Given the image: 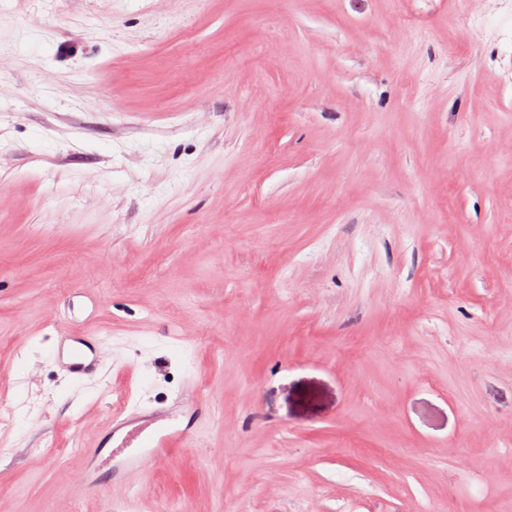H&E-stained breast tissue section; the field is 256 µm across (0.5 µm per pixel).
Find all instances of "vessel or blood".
<instances>
[{
  "mask_svg": "<svg viewBox=\"0 0 512 512\" xmlns=\"http://www.w3.org/2000/svg\"><path fill=\"white\" fill-rule=\"evenodd\" d=\"M56 356L62 366L74 376L83 377L97 373L104 365L93 336L68 337L60 343ZM158 409L133 406L129 415H115L109 433L102 437L99 449L87 456L84 471L86 483H93L97 471L111 467L115 456H122L123 466L134 469L140 465L139 449L163 456L173 448L186 447L191 437L189 426L171 427L160 423Z\"/></svg>",
  "mask_w": 512,
  "mask_h": 512,
  "instance_id": "obj_1",
  "label": "vessel or blood"
}]
</instances>
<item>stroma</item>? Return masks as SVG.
Listing matches in <instances>:
<instances>
[{
    "mask_svg": "<svg viewBox=\"0 0 512 512\" xmlns=\"http://www.w3.org/2000/svg\"><path fill=\"white\" fill-rule=\"evenodd\" d=\"M1 411L0 512H502L512 0H0ZM97 341L103 342L99 336H66L56 356L70 374L76 377L93 375L104 366L103 357L98 353ZM163 410L160 408L146 409L138 404L134 405L132 412L123 416L121 412L112 416V427L109 433L102 437L94 448H112L108 456L104 457L94 449L87 456V467L83 471L87 484L94 482V474L107 467L111 471L112 458L124 455L122 466L125 469L138 468L140 457L137 454L126 452L128 448H149L148 453L155 456H164L171 448H184L191 437L190 428L187 425L180 427L157 426L150 427L168 418L158 415ZM133 415H137L136 418Z\"/></svg>",
    "mask_w": 512,
    "mask_h": 512,
    "instance_id": "35a3bbf8",
    "label": "stroma"
}]
</instances>
